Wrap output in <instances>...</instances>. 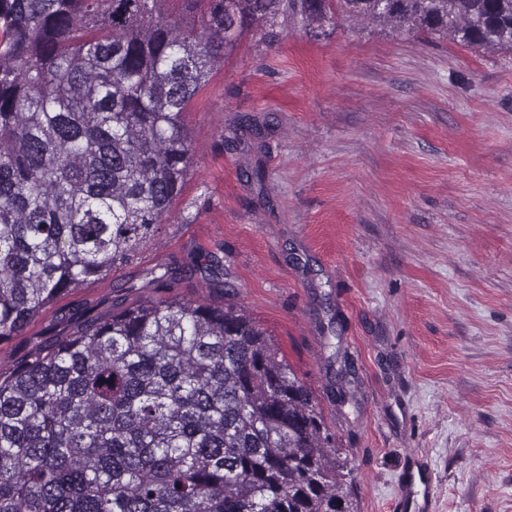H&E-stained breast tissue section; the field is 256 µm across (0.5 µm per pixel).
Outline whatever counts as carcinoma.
Listing matches in <instances>:
<instances>
[{
    "label": "carcinoma",
    "instance_id": "cac0c4a2",
    "mask_svg": "<svg viewBox=\"0 0 512 512\" xmlns=\"http://www.w3.org/2000/svg\"><path fill=\"white\" fill-rule=\"evenodd\" d=\"M0 0V341L132 263L209 71L292 16L512 48V0ZM153 267L145 287L174 288ZM316 396L234 303L148 298L0 370V512H353Z\"/></svg>",
    "mask_w": 512,
    "mask_h": 512
}]
</instances>
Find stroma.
<instances>
[{
  "label": "stroma",
  "mask_w": 512,
  "mask_h": 512,
  "mask_svg": "<svg viewBox=\"0 0 512 512\" xmlns=\"http://www.w3.org/2000/svg\"><path fill=\"white\" fill-rule=\"evenodd\" d=\"M280 31L246 33L185 113L195 161L161 236L0 342V368L66 335L62 311L193 261L180 296L242 306L314 391L355 512H512V50Z\"/></svg>",
  "instance_id": "obj_1"
}]
</instances>
